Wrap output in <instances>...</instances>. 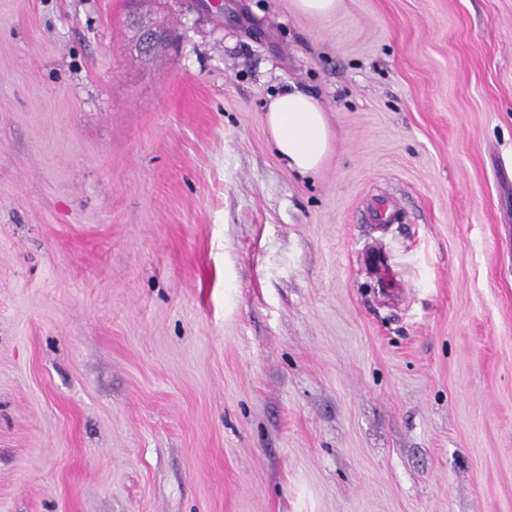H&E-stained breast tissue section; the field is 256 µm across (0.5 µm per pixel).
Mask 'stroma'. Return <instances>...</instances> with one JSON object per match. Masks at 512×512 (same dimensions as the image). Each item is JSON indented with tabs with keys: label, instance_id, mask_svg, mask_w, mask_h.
<instances>
[{
	"label": "stroma",
	"instance_id": "obj_1",
	"mask_svg": "<svg viewBox=\"0 0 512 512\" xmlns=\"http://www.w3.org/2000/svg\"><path fill=\"white\" fill-rule=\"evenodd\" d=\"M207 3L0 0V512H512V0ZM295 9L311 17H328L339 8V0H293ZM169 32L164 23H155L153 26L141 29L137 41L140 53L153 52L160 43L168 40ZM265 122L288 168L309 174L322 166L331 135L323 109L310 94L293 87L270 97Z\"/></svg>",
	"mask_w": 512,
	"mask_h": 512
}]
</instances>
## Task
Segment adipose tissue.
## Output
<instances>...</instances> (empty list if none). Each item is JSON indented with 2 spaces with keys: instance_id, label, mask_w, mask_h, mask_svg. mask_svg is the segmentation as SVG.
<instances>
[{
  "instance_id": "1",
  "label": "adipose tissue",
  "mask_w": 512,
  "mask_h": 512,
  "mask_svg": "<svg viewBox=\"0 0 512 512\" xmlns=\"http://www.w3.org/2000/svg\"><path fill=\"white\" fill-rule=\"evenodd\" d=\"M265 122L291 170L309 174L322 166L331 135L323 109L310 94L295 88L277 93L267 105Z\"/></svg>"
}]
</instances>
